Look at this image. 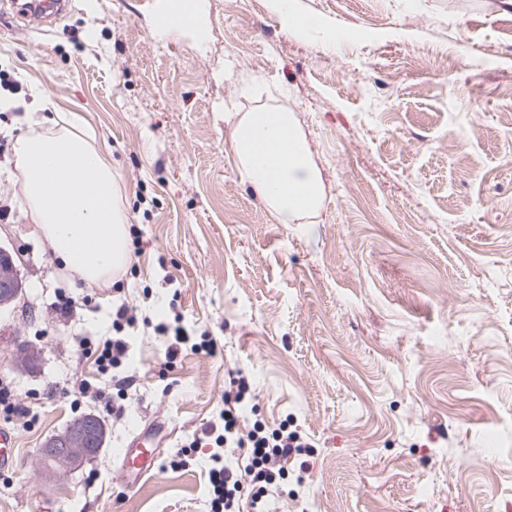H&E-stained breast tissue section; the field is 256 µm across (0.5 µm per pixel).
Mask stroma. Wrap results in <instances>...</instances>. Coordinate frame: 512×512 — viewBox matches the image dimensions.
<instances>
[{"mask_svg":"<svg viewBox=\"0 0 512 512\" xmlns=\"http://www.w3.org/2000/svg\"><path fill=\"white\" fill-rule=\"evenodd\" d=\"M160 2L73 0L45 32L0 12V246L22 279L0 309V377L32 411L10 426L0 512H209L207 448L168 460L238 369L267 430L311 444L272 512H512V10L293 0L335 28L325 46L270 0H203L202 37L160 39ZM228 103L294 112L324 183L310 223H277L240 173ZM71 114L138 230L110 288L73 279L26 211L15 141ZM121 301L209 332L218 355L167 364L166 337L140 326L129 362L100 371L79 344L111 336ZM125 376L123 418L73 395L116 396ZM87 413L102 451L44 481V442ZM156 421L159 470L126 492L116 451ZM272 9L278 15L282 26L294 33L304 34L314 31L320 27L319 24L309 23L302 17V14L288 6L281 0H271ZM17 440L14 434L4 428H0V470L16 465Z\"/></svg>","mask_w":512,"mask_h":512,"instance_id":"stroma-1","label":"stroma"}]
</instances>
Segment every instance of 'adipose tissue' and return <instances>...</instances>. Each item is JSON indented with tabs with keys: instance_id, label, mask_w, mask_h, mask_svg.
Here are the masks:
<instances>
[{
	"instance_id": "obj_1",
	"label": "adipose tissue",
	"mask_w": 512,
	"mask_h": 512,
	"mask_svg": "<svg viewBox=\"0 0 512 512\" xmlns=\"http://www.w3.org/2000/svg\"><path fill=\"white\" fill-rule=\"evenodd\" d=\"M241 173L281 224L317 214L321 174L293 114L264 108L225 113ZM28 213L74 279L110 287L129 263L128 216L112 163L69 126L20 138Z\"/></svg>"
}]
</instances>
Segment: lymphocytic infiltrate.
<instances>
[{
  "label": "lymphocytic infiltrate",
  "mask_w": 512,
  "mask_h": 512,
  "mask_svg": "<svg viewBox=\"0 0 512 512\" xmlns=\"http://www.w3.org/2000/svg\"><path fill=\"white\" fill-rule=\"evenodd\" d=\"M135 322L133 309L119 305L112 313V338L98 346L84 345V352L93 355L102 369L122 365L130 352L125 332ZM247 390L242 374L231 377L219 413L222 424L205 430L213 440L208 467L211 512H240L244 507L264 512L267 496L279 490L288 472V461L307 445L299 432L283 427L268 434L261 423L250 422L253 409Z\"/></svg>",
  "instance_id": "lymphocytic-infiltrate-1"
}]
</instances>
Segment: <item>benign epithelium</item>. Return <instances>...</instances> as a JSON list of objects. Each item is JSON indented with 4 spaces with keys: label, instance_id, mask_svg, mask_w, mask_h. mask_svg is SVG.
<instances>
[{
    "label": "benign epithelium",
    "instance_id": "7a95c632",
    "mask_svg": "<svg viewBox=\"0 0 512 512\" xmlns=\"http://www.w3.org/2000/svg\"><path fill=\"white\" fill-rule=\"evenodd\" d=\"M21 283L11 254L0 247V307L10 304L20 292ZM102 421L95 414L72 420L64 431L44 444L45 468L50 473L74 469L99 454L104 445Z\"/></svg>",
    "mask_w": 512,
    "mask_h": 512
}]
</instances>
